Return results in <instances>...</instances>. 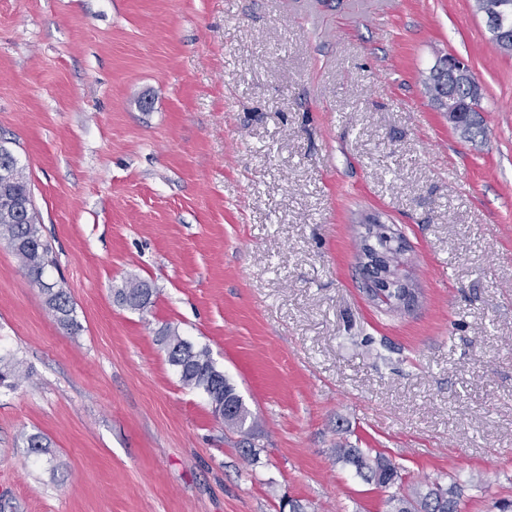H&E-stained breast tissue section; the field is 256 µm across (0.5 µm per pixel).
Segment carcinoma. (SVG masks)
Listing matches in <instances>:
<instances>
[{"label": "carcinoma", "instance_id": "carcinoma-1", "mask_svg": "<svg viewBox=\"0 0 512 512\" xmlns=\"http://www.w3.org/2000/svg\"><path fill=\"white\" fill-rule=\"evenodd\" d=\"M457 96L464 109L459 116L457 131L461 137L470 139L483 133L479 121L472 114L481 111V100H472L463 85H458ZM0 237L8 240L12 249L26 269L28 276L35 282L43 279L46 268L52 264L50 249L42 240L37 217L33 211L31 191L23 170L10 183V189L0 188ZM45 304L56 321L76 331L79 324L74 318V309L70 296L62 288L43 289ZM152 288L147 282L130 279L115 290V301L132 310H142L150 304ZM158 342L163 346L167 361L173 366L181 383L201 391L209 400L212 410L229 402L234 413L225 420V425L239 432L246 431V425L252 413L236 393L234 386L224 377V372L215 368L207 349L195 348L178 332L164 328L158 332ZM20 377L15 363L6 357H0V386L12 388ZM338 460L354 467L356 475L367 482L389 489L402 480L398 468L385 456H371L360 448L336 449ZM385 512H457V497L453 492L439 484H432L422 492L417 490L407 496L392 494L385 500Z\"/></svg>", "mask_w": 512, "mask_h": 512}]
</instances>
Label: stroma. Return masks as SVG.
Returning <instances> with one entry per match:
<instances>
[{"instance_id": "obj_1", "label": "stroma", "mask_w": 512, "mask_h": 512, "mask_svg": "<svg viewBox=\"0 0 512 512\" xmlns=\"http://www.w3.org/2000/svg\"><path fill=\"white\" fill-rule=\"evenodd\" d=\"M462 57L483 136L423 80ZM0 142L24 169L70 333L0 238V512H385L512 502V55L474 0H0ZM422 298L369 299L363 226ZM149 282L147 310L115 288ZM208 348L249 433L185 388L158 331ZM47 437L48 454L25 439ZM41 287L45 294V304L56 321L68 328L71 333L78 330L79 324L74 318V309L67 291L63 288H55L53 283L44 281L41 282ZM336 457L355 469L357 476L379 488L389 489L402 481L398 468L392 461L381 454L374 457L361 448H336ZM457 497L448 488L433 483L425 492L416 490L411 495H389L385 512H457Z\"/></svg>"}]
</instances>
